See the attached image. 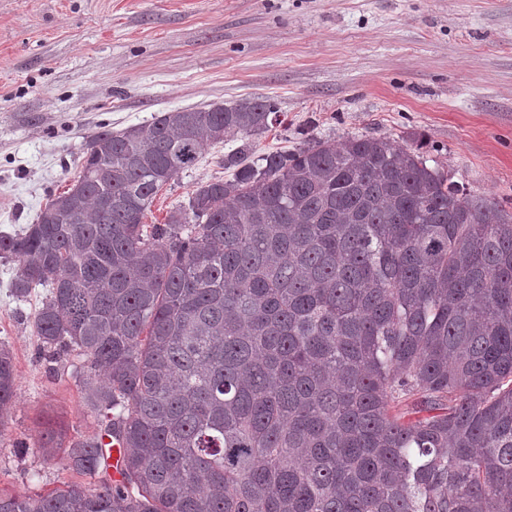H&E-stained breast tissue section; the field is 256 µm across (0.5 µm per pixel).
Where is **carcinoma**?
Masks as SVG:
<instances>
[{
    "mask_svg": "<svg viewBox=\"0 0 512 512\" xmlns=\"http://www.w3.org/2000/svg\"><path fill=\"white\" fill-rule=\"evenodd\" d=\"M268 97L97 132L35 221L0 233L41 349L123 447L0 512H512V212L387 137L259 153ZM227 178L164 222L204 146ZM0 343V423L15 406ZM231 145L227 144L224 147L223 143L205 147L196 167L181 173L177 179L160 190L151 211L147 212L143 222L160 224L169 210L188 201V196L198 182L213 176L227 175L224 173V153L229 151ZM232 146L235 147V145Z\"/></svg>",
    "mask_w": 512,
    "mask_h": 512,
    "instance_id": "carcinoma-1",
    "label": "carcinoma"
}]
</instances>
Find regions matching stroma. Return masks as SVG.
<instances>
[{
    "mask_svg": "<svg viewBox=\"0 0 512 512\" xmlns=\"http://www.w3.org/2000/svg\"><path fill=\"white\" fill-rule=\"evenodd\" d=\"M276 101L286 122L258 151L311 139L423 144L452 180L512 211V0H0V231L33 223L62 191L82 144L179 108ZM225 147L158 193L163 222L198 182L224 173ZM0 260V342L17 399L0 425V493L81 482L44 434H101L83 392L50 370Z\"/></svg>",
    "mask_w": 512,
    "mask_h": 512,
    "instance_id": "obj_1",
    "label": "stroma"
}]
</instances>
